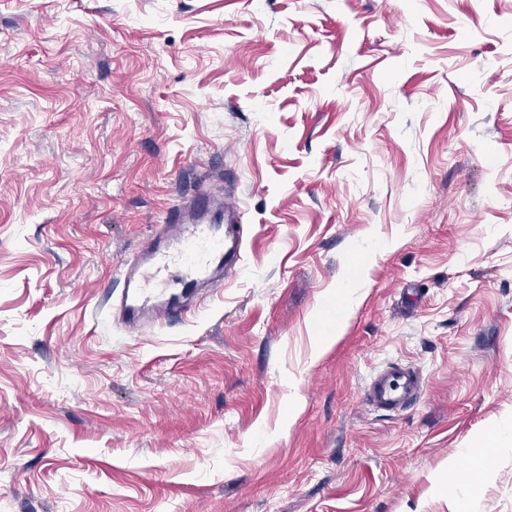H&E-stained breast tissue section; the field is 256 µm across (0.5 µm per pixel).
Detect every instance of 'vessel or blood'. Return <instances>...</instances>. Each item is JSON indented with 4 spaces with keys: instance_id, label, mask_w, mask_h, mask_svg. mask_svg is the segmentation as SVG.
Returning <instances> with one entry per match:
<instances>
[{
    "instance_id": "1",
    "label": "vessel or blood",
    "mask_w": 512,
    "mask_h": 512,
    "mask_svg": "<svg viewBox=\"0 0 512 512\" xmlns=\"http://www.w3.org/2000/svg\"><path fill=\"white\" fill-rule=\"evenodd\" d=\"M238 212L236 204L205 192L168 212L160 236L119 272L117 310L127 328L184 319L198 289L223 287L241 256ZM419 390L418 374L394 364L374 378L365 398L376 409L396 413L410 407Z\"/></svg>"
}]
</instances>
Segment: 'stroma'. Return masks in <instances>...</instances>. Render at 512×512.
Listing matches in <instances>:
<instances>
[{
	"label": "stroma",
	"mask_w": 512,
	"mask_h": 512,
	"mask_svg": "<svg viewBox=\"0 0 512 512\" xmlns=\"http://www.w3.org/2000/svg\"><path fill=\"white\" fill-rule=\"evenodd\" d=\"M200 188L236 272L132 333ZM510 429L512 0H0V512H512ZM420 390L418 374L407 367L393 364L374 378L365 398L369 404L387 412H399L410 407Z\"/></svg>",
	"instance_id": "stroma-1"
}]
</instances>
